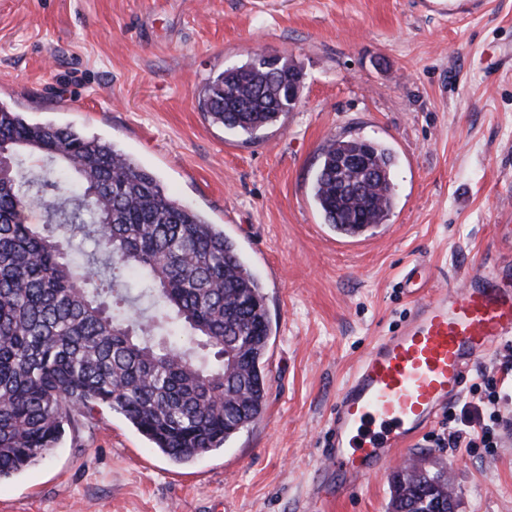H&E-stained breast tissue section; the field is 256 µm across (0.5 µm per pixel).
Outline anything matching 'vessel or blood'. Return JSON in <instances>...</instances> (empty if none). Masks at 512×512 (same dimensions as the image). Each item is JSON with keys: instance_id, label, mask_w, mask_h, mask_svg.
<instances>
[{"instance_id": "obj_1", "label": "vessel or blood", "mask_w": 512, "mask_h": 512, "mask_svg": "<svg viewBox=\"0 0 512 512\" xmlns=\"http://www.w3.org/2000/svg\"><path fill=\"white\" fill-rule=\"evenodd\" d=\"M405 279L411 311L359 359L336 396L320 474L335 475L339 497L423 435L491 347L512 337L511 254L469 271L456 288L423 292L417 265Z\"/></svg>"}]
</instances>
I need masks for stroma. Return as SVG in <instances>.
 I'll use <instances>...</instances> for the list:
<instances>
[{
  "instance_id": "1",
  "label": "stroma",
  "mask_w": 512,
  "mask_h": 512,
  "mask_svg": "<svg viewBox=\"0 0 512 512\" xmlns=\"http://www.w3.org/2000/svg\"><path fill=\"white\" fill-rule=\"evenodd\" d=\"M258 52L303 84L248 139L197 97ZM0 104L115 143L223 228L271 326L262 415L224 449L176 465L104 410L1 480L0 512H312L336 394L408 315L405 273L456 286L512 225V0H0ZM356 136L392 150L395 197L346 237L310 187L322 146ZM500 410L495 448L453 447L440 413L322 512H389L408 462L446 467L458 512H512V399Z\"/></svg>"
}]
</instances>
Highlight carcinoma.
I'll list each match as a JSON object with an SVG mask.
<instances>
[{"mask_svg":"<svg viewBox=\"0 0 512 512\" xmlns=\"http://www.w3.org/2000/svg\"><path fill=\"white\" fill-rule=\"evenodd\" d=\"M298 67L251 60L203 90L201 111L253 137L294 109ZM0 480L43 461L79 418L109 409L186 464L262 414L270 320L235 242L172 199L114 144L0 106ZM27 155L42 158L37 172ZM359 157L367 167L340 168ZM393 156L374 141L321 149L312 199L346 236L385 222ZM38 207L42 226L28 222ZM149 300L154 310L142 306ZM241 363L224 370V353ZM445 468L391 481V512H434Z\"/></svg>","mask_w":512,"mask_h":512,"instance_id":"1","label":"carcinoma"}]
</instances>
